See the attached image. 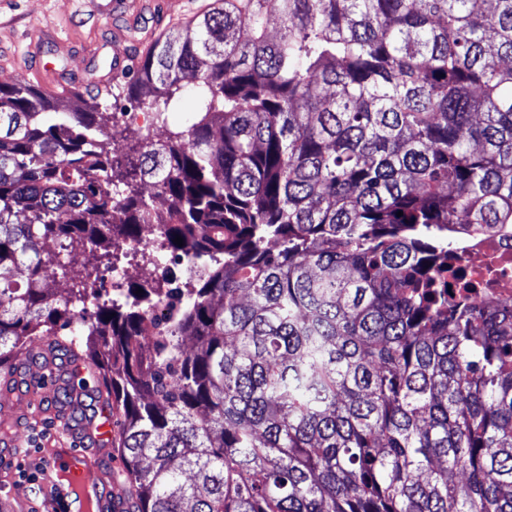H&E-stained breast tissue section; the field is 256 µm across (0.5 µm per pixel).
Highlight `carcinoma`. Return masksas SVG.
<instances>
[{
    "label": "carcinoma",
    "mask_w": 512,
    "mask_h": 512,
    "mask_svg": "<svg viewBox=\"0 0 512 512\" xmlns=\"http://www.w3.org/2000/svg\"><path fill=\"white\" fill-rule=\"evenodd\" d=\"M125 91L163 141L0 84V367L95 341L126 512H512V305L435 263L512 236V0H214ZM153 224L195 283L103 301Z\"/></svg>",
    "instance_id": "cac0c4a2"
}]
</instances>
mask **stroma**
Here are the masks:
<instances>
[{
  "label": "stroma",
  "mask_w": 512,
  "mask_h": 512,
  "mask_svg": "<svg viewBox=\"0 0 512 512\" xmlns=\"http://www.w3.org/2000/svg\"><path fill=\"white\" fill-rule=\"evenodd\" d=\"M212 0H127L133 19L127 28L125 50L131 63L143 56L138 46L181 33ZM113 0H0V83L32 81L34 60L81 77H92L83 89L86 102L107 106L112 112L131 111L122 97L125 74H113L116 46L112 28L121 19L112 12ZM54 428L50 419H32L24 435L28 453L0 463V498L25 496L40 501L41 493L20 481V470L36 472L42 460L43 440Z\"/></svg>",
  "instance_id": "stroma-1"
}]
</instances>
